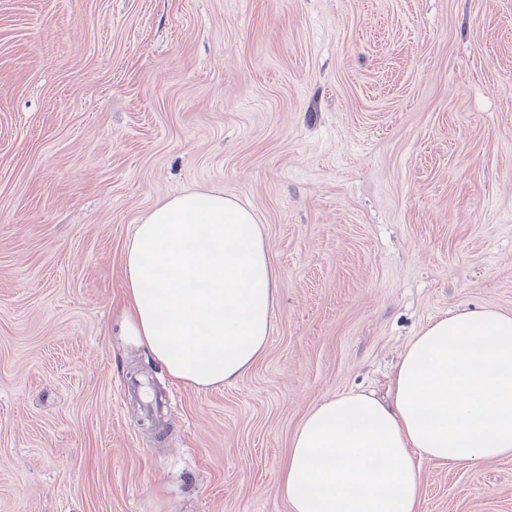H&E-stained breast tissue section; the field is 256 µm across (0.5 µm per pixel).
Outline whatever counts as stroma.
Here are the masks:
<instances>
[{"label":"stroma","mask_w":512,"mask_h":512,"mask_svg":"<svg viewBox=\"0 0 512 512\" xmlns=\"http://www.w3.org/2000/svg\"><path fill=\"white\" fill-rule=\"evenodd\" d=\"M194 190L255 213L279 288L206 390L122 326L135 224ZM482 307L512 314V0H0V512H291L307 411ZM417 464L420 512H512V460Z\"/></svg>","instance_id":"stroma-1"}]
</instances>
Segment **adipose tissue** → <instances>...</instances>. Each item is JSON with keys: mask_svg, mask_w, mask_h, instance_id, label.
I'll return each instance as SVG.
<instances>
[{"mask_svg": "<svg viewBox=\"0 0 512 512\" xmlns=\"http://www.w3.org/2000/svg\"><path fill=\"white\" fill-rule=\"evenodd\" d=\"M129 333L168 373L235 381L273 331L278 276L252 211L220 191L156 204L126 244ZM512 458V315L470 309L407 346L388 401L346 392L311 408L282 470L291 512H419L415 457Z\"/></svg>", "mask_w": 512, "mask_h": 512, "instance_id": "obj_1", "label": "adipose tissue"}]
</instances>
